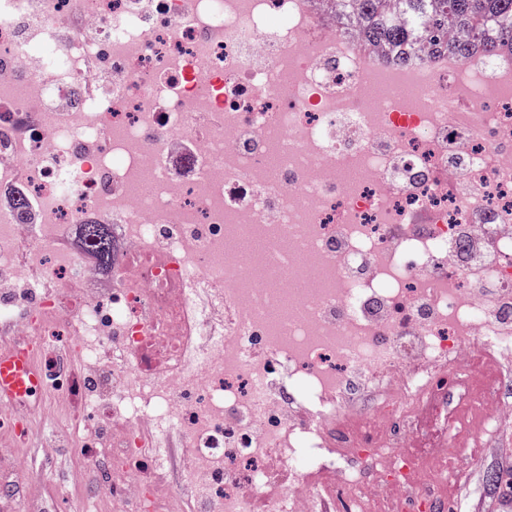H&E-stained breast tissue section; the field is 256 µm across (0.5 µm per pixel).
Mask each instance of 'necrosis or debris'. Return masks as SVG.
I'll return each instance as SVG.
<instances>
[{"instance_id": "4bbe7bcc", "label": "necrosis or debris", "mask_w": 512, "mask_h": 512, "mask_svg": "<svg viewBox=\"0 0 512 512\" xmlns=\"http://www.w3.org/2000/svg\"><path fill=\"white\" fill-rule=\"evenodd\" d=\"M317 2L0 0V329L117 512H175L132 493L163 459L147 422L218 512H460L463 412L508 427L512 51L385 63ZM377 79L416 94L367 107ZM81 237L90 243L93 258L102 270L112 268V227L108 224H81Z\"/></svg>"}]
</instances>
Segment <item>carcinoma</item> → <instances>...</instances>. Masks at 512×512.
Here are the masks:
<instances>
[{
	"instance_id": "carcinoma-1",
	"label": "carcinoma",
	"mask_w": 512,
	"mask_h": 512,
	"mask_svg": "<svg viewBox=\"0 0 512 512\" xmlns=\"http://www.w3.org/2000/svg\"><path fill=\"white\" fill-rule=\"evenodd\" d=\"M338 18L365 45L391 61H406L414 46L460 61L481 50L512 46V0H336ZM81 237L104 271L112 268V227L82 224Z\"/></svg>"
}]
</instances>
